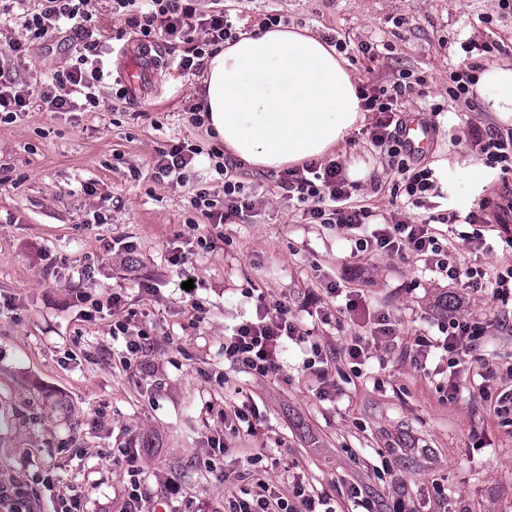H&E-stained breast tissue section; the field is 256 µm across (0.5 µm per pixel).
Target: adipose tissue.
<instances>
[{"label":"adipose tissue","instance_id":"1","mask_svg":"<svg viewBox=\"0 0 512 512\" xmlns=\"http://www.w3.org/2000/svg\"><path fill=\"white\" fill-rule=\"evenodd\" d=\"M208 124L225 151L279 172L334 154L365 121L348 61L316 33L277 25L240 35L205 60ZM487 115L512 123V65L473 88Z\"/></svg>","mask_w":512,"mask_h":512}]
</instances>
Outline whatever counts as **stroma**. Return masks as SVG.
I'll list each match as a JSON object with an SVG mask.
<instances>
[{
  "label": "stroma",
  "instance_id": "stroma-1",
  "mask_svg": "<svg viewBox=\"0 0 512 512\" xmlns=\"http://www.w3.org/2000/svg\"><path fill=\"white\" fill-rule=\"evenodd\" d=\"M244 32L270 16L345 43L358 82L367 62L356 46H378L376 71L423 77L411 110L447 111L423 161L448 185L429 205L466 214L485 186L512 188V175L470 151L469 123L482 119L448 100V74L469 40L491 44L477 62L512 61V15L495 0H223ZM93 37L105 63L118 65L112 38L125 16L112 0H92ZM79 36L32 40L11 60L14 77H49L70 65ZM202 80L155 70L133 101L116 99L112 80L83 112L39 105L0 122V490L26 495V512L76 508L125 512L130 475L138 512H224V489L249 466L265 471L279 495L295 477L328 495L334 512H512V426L496 417L490 395L512 388V296L470 294L460 315L480 323L477 361L449 368L440 351L417 365L379 347L360 370L341 361L336 390L317 397L302 371L310 350L291 348L279 376L260 378L224 358V334L249 319L257 295L287 302L309 340L336 351L370 332L344 314L346 298L385 314L401 341L440 338V303L459 292L416 257H354L335 228L298 223L277 174L231 160L228 176L267 203L211 241L182 187L153 181L157 146L174 138L215 145L187 116ZM348 165L383 173L386 159L364 131L340 148ZM469 224H441L451 260L480 269L486 282L512 266L502 225L485 224L486 248L469 250ZM130 243V252L114 241ZM184 254L195 291L174 287L171 259ZM55 274L44 279L45 267ZM153 284L146 292L145 284ZM342 296L327 293L328 285ZM118 313L94 310L112 293ZM126 329L114 332L116 320ZM147 338L145 357L125 364L129 343ZM494 368L481 379L478 363ZM456 392H449V382ZM258 413L254 432L227 429L224 409ZM360 496H353L352 487Z\"/></svg>",
  "mask_w": 512,
  "mask_h": 512
}]
</instances>
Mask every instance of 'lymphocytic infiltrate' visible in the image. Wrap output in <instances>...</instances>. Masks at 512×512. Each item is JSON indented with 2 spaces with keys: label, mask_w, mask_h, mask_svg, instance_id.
<instances>
[{
  "label": "lymphocytic infiltrate",
  "mask_w": 512,
  "mask_h": 512,
  "mask_svg": "<svg viewBox=\"0 0 512 512\" xmlns=\"http://www.w3.org/2000/svg\"><path fill=\"white\" fill-rule=\"evenodd\" d=\"M117 8L130 10L128 23L141 40L160 39L167 44H186L181 56L171 64L182 75L202 73L204 59L216 47L237 39L238 33L224 9L199 12L192 0H114ZM88 0H38L35 11L27 13L22 24L23 35L0 47V58L18 57L28 52L31 38L53 36L63 29L84 32L92 19L87 10ZM76 60L67 69L56 72L51 81L38 84L37 94L18 89L8 69L0 65V112L12 114L27 111L32 101H40L50 112H74L80 104L95 105L93 88L104 77L99 43L87 42L76 46ZM412 73L402 71L391 78H377L358 88L364 111L374 113L375 120L367 130L371 145L388 158L389 170L398 174L389 188L391 196H406L415 206H423L428 197L437 195V176L433 168L422 163L402 138L407 94L412 88ZM469 142L479 160L501 173L512 172V128L483 127L470 124ZM223 177L221 191L200 184L192 188L189 203L207 221L212 239H221V228L234 224L249 214L258 212L264 201L259 195L248 194L242 183L227 177L229 163L218 148H206L199 142L177 139L156 149L151 176L159 182L181 184L188 169L200 163ZM278 184L292 200L303 224H326L347 235L352 255L365 252H385L422 258L436 272L454 283L478 289L483 285L480 271L461 269L450 261L448 248L439 240L435 224L464 222L474 225L466 242L472 249L484 248L486 240L478 224L486 218L495 223L512 222V200L500 202L498 194L482 197L466 215L437 214L434 220L410 216L402 208L390 211L381 227L371 235L363 228L373 212L358 204L359 182L350 180L343 160L310 161L282 172ZM448 325L438 341L416 338L414 343L400 347L402 357L419 360L430 348L441 349L449 366L476 350L478 328L469 319L459 316L456 303L448 305ZM307 338L286 302L256 299V316L239 324L231 337L224 341V357L228 361L265 378L282 371L281 356L287 343L302 345ZM230 512H321L325 499L310 491L302 480H295L288 497L272 493L268 482L256 479L254 486L229 490Z\"/></svg>",
  "instance_id": "obj_1"
}]
</instances>
